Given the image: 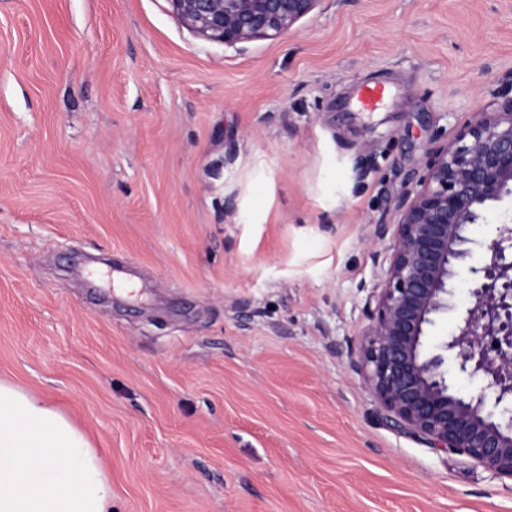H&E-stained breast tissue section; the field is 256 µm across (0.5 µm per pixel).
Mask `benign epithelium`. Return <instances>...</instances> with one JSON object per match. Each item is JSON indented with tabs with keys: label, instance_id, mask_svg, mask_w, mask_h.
<instances>
[{
	"label": "benign epithelium",
	"instance_id": "obj_1",
	"mask_svg": "<svg viewBox=\"0 0 512 512\" xmlns=\"http://www.w3.org/2000/svg\"><path fill=\"white\" fill-rule=\"evenodd\" d=\"M322 0H170L194 36L236 48L275 39ZM512 198V95L493 94L476 121L428 153L415 189L398 203L396 241L383 288L369 311L361 368L386 420L441 451L463 452L512 480V226L486 247L482 278L459 333L424 351L426 326L448 309L454 282L474 259L471 229ZM480 377L479 392H455L443 370Z\"/></svg>",
	"mask_w": 512,
	"mask_h": 512
}]
</instances>
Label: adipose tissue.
<instances>
[{"mask_svg":"<svg viewBox=\"0 0 512 512\" xmlns=\"http://www.w3.org/2000/svg\"><path fill=\"white\" fill-rule=\"evenodd\" d=\"M0 512H112L88 438L45 398L0 381Z\"/></svg>","mask_w":512,"mask_h":512,"instance_id":"1","label":"adipose tissue"}]
</instances>
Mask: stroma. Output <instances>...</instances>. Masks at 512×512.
<instances>
[{
	"label": "stroma",
	"mask_w": 512,
	"mask_h": 512,
	"mask_svg": "<svg viewBox=\"0 0 512 512\" xmlns=\"http://www.w3.org/2000/svg\"><path fill=\"white\" fill-rule=\"evenodd\" d=\"M511 81L512 0H323L240 51L169 0H0V380L88 437L113 512H512L360 368L398 199Z\"/></svg>",
	"instance_id": "obj_1"
}]
</instances>
